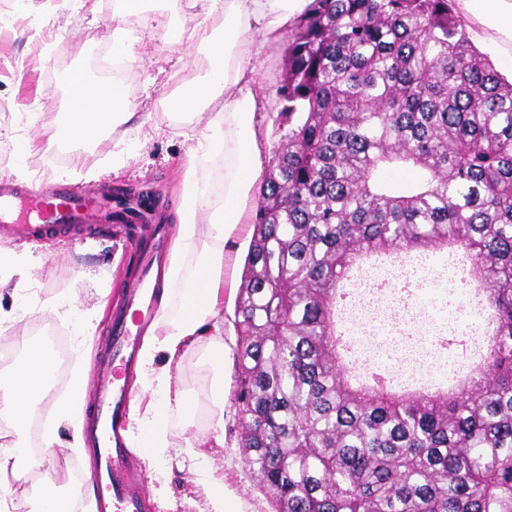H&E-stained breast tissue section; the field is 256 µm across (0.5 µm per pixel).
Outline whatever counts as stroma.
<instances>
[{
  "mask_svg": "<svg viewBox=\"0 0 512 512\" xmlns=\"http://www.w3.org/2000/svg\"><path fill=\"white\" fill-rule=\"evenodd\" d=\"M15 24L0 42V100L27 113L20 126L0 122V143L10 144L13 162L0 167V180L18 186L49 189L73 187L84 198L104 196L108 186L120 185L149 194L169 236L180 224L181 183L185 165L196 145V119L174 125L160 111V101L172 90L192 83L207 63L206 47L169 44L167 34L194 25L202 6L178 0L172 9L146 13L135 27L137 42L124 67L130 77L129 101L139 112L141 126L121 124L104 130L92 141L78 144L70 161H56L50 149L62 136L67 122L66 89L70 76L91 74L89 44H97L104 60L112 58V0H7ZM285 45L264 55V79L259 87L273 102L268 112V145L276 147L282 131L284 103L277 90L284 75ZM137 240L120 234L105 222L96 230L57 234L44 243L24 236L0 241V255L27 250L43 260L30 278L22 280L0 269V349L16 344L36 327L55 325L61 333L65 366L63 378L81 373L87 396L100 385L99 367L110 343V316L122 288L134 276ZM73 303L80 314L91 316L94 328L80 333L76 321L59 319L57 300ZM204 351L188 353L181 366L170 372V398L189 396L196 409L211 410L209 375ZM235 361L225 368L224 443L215 445L206 424L187 423L182 416L170 422L172 434L183 433L208 456L212 473L222 477L226 490L240 503L242 512H270L258 480L241 460L240 425L234 403ZM57 390L39 408L41 427L56 426L59 443L53 450L51 469L58 481L79 483V512H95L93 481L78 482L74 466L92 471L89 448H71V431L56 422L55 409L66 398ZM137 469L152 505V512H207V476L194 474L190 463L176 450L156 456L144 449L133 451Z\"/></svg>",
  "mask_w": 512,
  "mask_h": 512,
  "instance_id": "35a3bbf8",
  "label": "stroma"
}]
</instances>
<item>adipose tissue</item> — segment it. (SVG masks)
<instances>
[{
	"instance_id": "obj_1",
	"label": "adipose tissue",
	"mask_w": 512,
	"mask_h": 512,
	"mask_svg": "<svg viewBox=\"0 0 512 512\" xmlns=\"http://www.w3.org/2000/svg\"><path fill=\"white\" fill-rule=\"evenodd\" d=\"M149 0H113V56L128 57L135 40V17ZM308 0H208L201 20L188 37L206 41L207 68L180 95L167 99L174 115L210 111L184 173L181 224L164 283L177 300L176 308H161L158 320L143 343L140 368L144 391L161 394L151 417L138 430L139 447L154 454L166 449L191 447L190 438L172 440L168 427L172 411L189 412L187 400L170 402L164 397L170 386V370L181 365L196 349L205 350L214 371L213 395H224V318L219 305L228 277L227 259L236 249L233 234L238 225L248 223L249 204L263 175L261 119L271 107L266 95L257 91L262 57L279 42L287 29L303 13ZM462 15L469 20L477 40L500 48L503 60L512 66V0H457ZM69 119L66 134L75 141L94 138L109 124L133 121L127 89L114 82L111 106H104L87 79L73 75L67 85ZM223 175V198L213 206L209 189L215 173ZM193 253V265L183 256ZM53 361L36 347L9 383L0 384V419H8L17 435L15 442L0 444V476L19 459L38 468L51 461L57 444L54 433H45L43 450L29 451L23 437L24 422L33 401L43 394V378L53 372Z\"/></svg>"
}]
</instances>
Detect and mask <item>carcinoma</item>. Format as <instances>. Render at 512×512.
Here are the masks:
<instances>
[{"label":"carcinoma","instance_id":"carcinoma-1","mask_svg":"<svg viewBox=\"0 0 512 512\" xmlns=\"http://www.w3.org/2000/svg\"><path fill=\"white\" fill-rule=\"evenodd\" d=\"M452 2L313 0L290 29L288 133L234 311L238 445L271 512H512V82ZM449 247L492 322L477 371L352 387L336 320L355 267Z\"/></svg>","mask_w":512,"mask_h":512}]
</instances>
